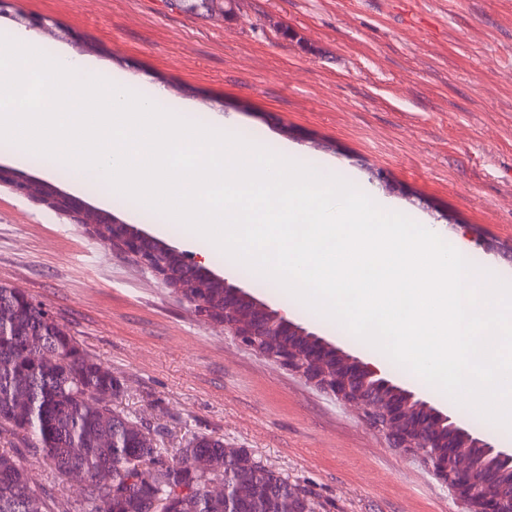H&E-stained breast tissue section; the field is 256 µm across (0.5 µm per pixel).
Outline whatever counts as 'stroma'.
<instances>
[{
	"label": "stroma",
	"mask_w": 512,
	"mask_h": 512,
	"mask_svg": "<svg viewBox=\"0 0 512 512\" xmlns=\"http://www.w3.org/2000/svg\"><path fill=\"white\" fill-rule=\"evenodd\" d=\"M64 30L53 54L164 91L186 120L291 151L297 162L362 182L400 213L464 237L474 265L512 279V0H238L213 23L168 0H0V35ZM19 177L49 180L85 205L204 258L219 276L337 347L420 387L370 345L316 318L281 288L256 287L223 252L99 183L78 188L0 148ZM0 284L50 310L111 369L117 410L181 447L223 437L304 486L316 512H461L419 458L392 448L357 410L198 316L132 255L0 186ZM35 486L82 512V485L61 481L0 438Z\"/></svg>",
	"instance_id": "stroma-1"
}]
</instances>
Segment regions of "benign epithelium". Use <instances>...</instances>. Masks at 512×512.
Segmentation results:
<instances>
[{"instance_id": "1", "label": "benign epithelium", "mask_w": 512, "mask_h": 512, "mask_svg": "<svg viewBox=\"0 0 512 512\" xmlns=\"http://www.w3.org/2000/svg\"><path fill=\"white\" fill-rule=\"evenodd\" d=\"M4 183L94 233L99 225H108L110 247L137 258L165 285L177 289L198 315L222 325L224 333L268 360L301 373L359 410L386 434L392 447L428 465L448 485L464 512H512V485L489 489L499 473L512 472V449L474 433L423 394L399 385L374 364L335 347L282 310L135 225L86 208L79 199L48 182L21 179L0 165V184ZM205 287L224 289L223 312L216 314L201 302L198 289Z\"/></svg>"}]
</instances>
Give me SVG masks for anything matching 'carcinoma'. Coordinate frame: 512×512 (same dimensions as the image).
<instances>
[{
    "label": "carcinoma",
    "instance_id": "cac0c4a2",
    "mask_svg": "<svg viewBox=\"0 0 512 512\" xmlns=\"http://www.w3.org/2000/svg\"><path fill=\"white\" fill-rule=\"evenodd\" d=\"M18 289L0 285V431L41 455L59 478L84 482L89 512H315L287 478L224 439L192 435L172 454L112 407L119 386L66 327ZM219 477L238 499L213 492ZM0 512H70L30 485L21 459L0 453Z\"/></svg>",
    "mask_w": 512,
    "mask_h": 512
}]
</instances>
